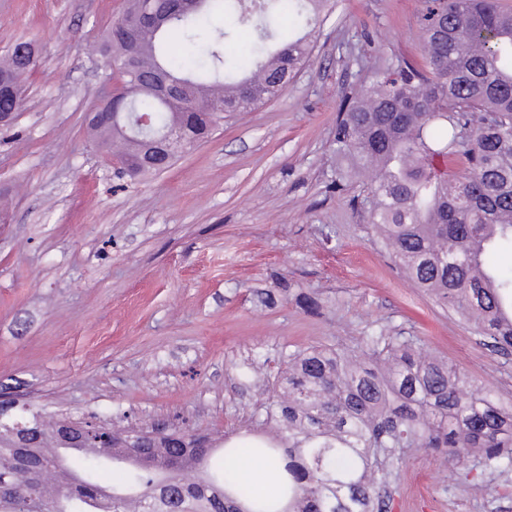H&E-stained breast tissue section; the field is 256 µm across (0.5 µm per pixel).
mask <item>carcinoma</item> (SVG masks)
Returning a JSON list of instances; mask_svg holds the SVG:
<instances>
[{
  "label": "carcinoma",
  "instance_id": "obj_1",
  "mask_svg": "<svg viewBox=\"0 0 512 512\" xmlns=\"http://www.w3.org/2000/svg\"><path fill=\"white\" fill-rule=\"evenodd\" d=\"M142 0H127L105 31L102 56L115 67L124 94L102 108L110 127L89 126L100 147L124 145V174L136 178L167 168L134 165L154 134L176 127L183 144L174 160L205 141L224 114L272 100L308 62L313 38L331 0H292L299 32L269 52L268 19L280 0H197L188 13L144 28ZM232 10L237 24L259 29L250 58L228 56L226 33L207 40L200 63H178L167 37L195 42L201 21ZM424 66L400 60L341 108L336 154L345 173L369 171L368 218L396 265L429 291L493 351L512 353V277L487 261L512 245V8L501 0H424L420 16ZM37 62L19 41L0 62V112L14 110L22 83ZM152 117L150 132L137 127ZM274 396L262 424L273 432L256 449L280 459L285 507L254 498L237 482L240 451L222 438L223 464L209 466L216 439L179 429L112 432V447L137 465L107 490L103 458L59 440L34 403L24 415L0 419V512H374L380 488L425 448L451 465L448 478L475 457L490 468L512 467V409L492 387L423 350L411 336L372 332L355 347H307L284 352L266 379ZM62 467L69 479L54 493L46 481Z\"/></svg>",
  "mask_w": 512,
  "mask_h": 512
}]
</instances>
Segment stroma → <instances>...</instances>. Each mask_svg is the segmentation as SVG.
Masks as SVG:
<instances>
[{"label": "stroma", "mask_w": 512, "mask_h": 512, "mask_svg": "<svg viewBox=\"0 0 512 512\" xmlns=\"http://www.w3.org/2000/svg\"><path fill=\"white\" fill-rule=\"evenodd\" d=\"M124 5L0 0V57L19 40L42 48L0 131V392L50 421L254 437L270 394L247 365L382 328L512 407V362L399 272L363 187L336 183L340 110L396 59L421 63L422 0H336L279 97L135 179L85 121L109 73L95 39ZM448 469L411 449L383 512H512V468Z\"/></svg>", "instance_id": "obj_1"}]
</instances>
